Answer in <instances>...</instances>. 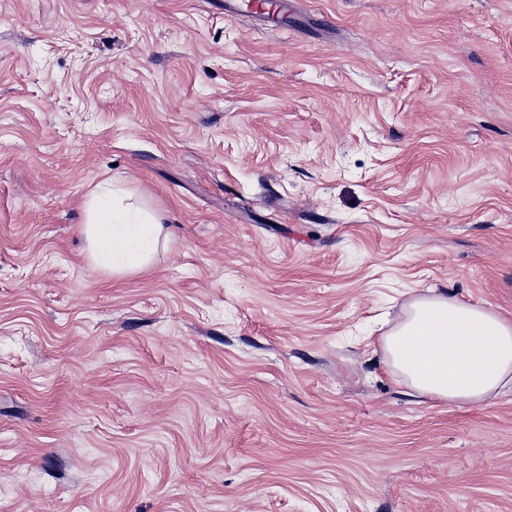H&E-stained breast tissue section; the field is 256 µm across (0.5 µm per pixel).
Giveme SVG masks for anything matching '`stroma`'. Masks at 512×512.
I'll list each match as a JSON object with an SVG mask.
<instances>
[{
  "label": "stroma",
  "instance_id": "stroma-1",
  "mask_svg": "<svg viewBox=\"0 0 512 512\" xmlns=\"http://www.w3.org/2000/svg\"><path fill=\"white\" fill-rule=\"evenodd\" d=\"M0 0V512H512V395L364 335L512 317V0ZM112 179L172 234L84 257ZM245 3L242 6L246 10H252L253 16L259 20H265L274 16L288 17V0H272L269 5L267 0H240ZM369 345L411 397L462 407L512 393V319L483 303L430 290Z\"/></svg>",
  "mask_w": 512,
  "mask_h": 512
}]
</instances>
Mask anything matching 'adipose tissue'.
Masks as SVG:
<instances>
[{
	"mask_svg": "<svg viewBox=\"0 0 512 512\" xmlns=\"http://www.w3.org/2000/svg\"><path fill=\"white\" fill-rule=\"evenodd\" d=\"M81 234L89 264L113 279L149 270L170 238L160 211L109 180L89 193ZM373 345L409 396L462 407L512 393V319L488 305L414 296Z\"/></svg>",
	"mask_w": 512,
	"mask_h": 512,
	"instance_id": "obj_1",
	"label": "adipose tissue"
}]
</instances>
